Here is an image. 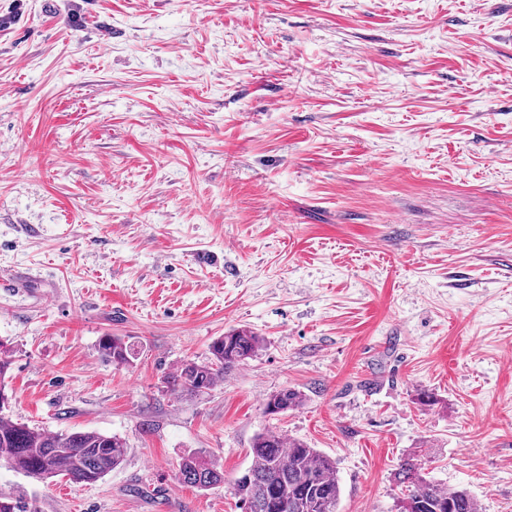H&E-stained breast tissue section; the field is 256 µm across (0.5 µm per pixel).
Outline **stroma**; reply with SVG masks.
<instances>
[{"mask_svg": "<svg viewBox=\"0 0 512 512\" xmlns=\"http://www.w3.org/2000/svg\"><path fill=\"white\" fill-rule=\"evenodd\" d=\"M46 1L0 0L11 410L126 455L93 484L1 466L0 490L240 512L229 481L269 429L335 462L340 512H400L416 448L512 512V0ZM237 329L253 360L167 391ZM284 388L302 406L265 413ZM193 452L224 484L178 483ZM98 351L102 358L116 365H126L135 356L132 345L116 336L101 337Z\"/></svg>", "mask_w": 512, "mask_h": 512, "instance_id": "stroma-1", "label": "stroma"}]
</instances>
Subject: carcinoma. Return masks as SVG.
I'll return each instance as SVG.
<instances>
[{
	"instance_id": "cac0c4a2",
	"label": "carcinoma",
	"mask_w": 512,
	"mask_h": 512,
	"mask_svg": "<svg viewBox=\"0 0 512 512\" xmlns=\"http://www.w3.org/2000/svg\"><path fill=\"white\" fill-rule=\"evenodd\" d=\"M262 339L248 330H233L209 345L210 359L185 361L167 377V388L177 395L206 393L224 382V376L253 359ZM98 351L116 365L134 358L131 344L116 336H103ZM11 350L0 341V396L11 398L6 378L11 370ZM300 391L285 388L265 401L268 414H283L301 406ZM0 405V465L36 481L64 476L75 483L93 484L118 467L126 453L125 442L97 431L50 433L13 420ZM426 449L409 453L396 472L402 487V512H478L464 487L442 488L421 473ZM251 465L231 484L242 512H338L341 488L332 460L315 448L276 431L256 434L251 442ZM178 481L208 490L224 483V468L198 453L184 456ZM0 512H36L20 494L0 491Z\"/></svg>"
}]
</instances>
